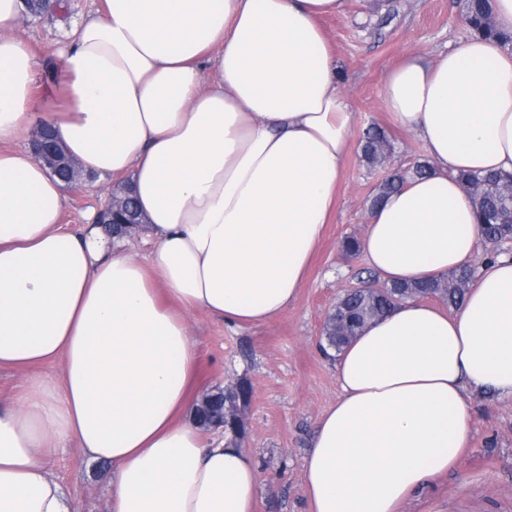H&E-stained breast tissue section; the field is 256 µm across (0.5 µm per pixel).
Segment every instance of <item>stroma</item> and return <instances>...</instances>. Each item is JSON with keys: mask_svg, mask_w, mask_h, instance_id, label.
Here are the masks:
<instances>
[{"mask_svg": "<svg viewBox=\"0 0 512 512\" xmlns=\"http://www.w3.org/2000/svg\"><path fill=\"white\" fill-rule=\"evenodd\" d=\"M64 16H23L17 34L38 62L41 84H48L61 40V19L95 12L104 0H66ZM392 19L379 26L384 14ZM341 88L353 114L348 158L337 188L331 221L294 304L270 323L236 328L201 311L187 323L199 345V376L193 397L241 380L254 393L244 412L241 442L255 459L259 476L256 512H307L304 462L319 419L339 395L332 359L320 346L322 329L336 300L357 285L366 264L343 252L344 237H363L367 200L390 170L427 157L423 143L400 128L381 104V90L405 57L432 59L472 37L462 20L461 0H346L342 13L321 17ZM378 124L393 150L385 166L370 168L360 158L364 129ZM111 182L80 179L65 186L63 223L77 227L88 208L104 204ZM469 439L455 468L439 475L407 503L403 512H512V400L473 393ZM71 490L76 512H107L112 472L102 464L87 471L75 458L51 465Z\"/></svg>", "mask_w": 512, "mask_h": 512, "instance_id": "obj_1", "label": "stroma"}]
</instances>
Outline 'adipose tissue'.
I'll list each match as a JSON object with an SVG mask.
<instances>
[{
	"label": "adipose tissue",
	"instance_id": "adipose-tissue-1",
	"mask_svg": "<svg viewBox=\"0 0 512 512\" xmlns=\"http://www.w3.org/2000/svg\"><path fill=\"white\" fill-rule=\"evenodd\" d=\"M344 0H105L72 21L41 94L0 0V512H75L62 450L112 469L108 512H255L258 470L198 424L186 315L283 314L330 220L353 114L317 18ZM386 111L432 172L369 213L360 252L388 282L443 277L482 240L460 172H512V53L474 37L387 78ZM51 126L83 173L126 176L148 255L96 215L61 222L63 184L20 149ZM61 370H54V363ZM340 393L305 459L308 512H398L453 468L468 396L512 400V258L454 313L416 299L335 360Z\"/></svg>",
	"mask_w": 512,
	"mask_h": 512
}]
</instances>
